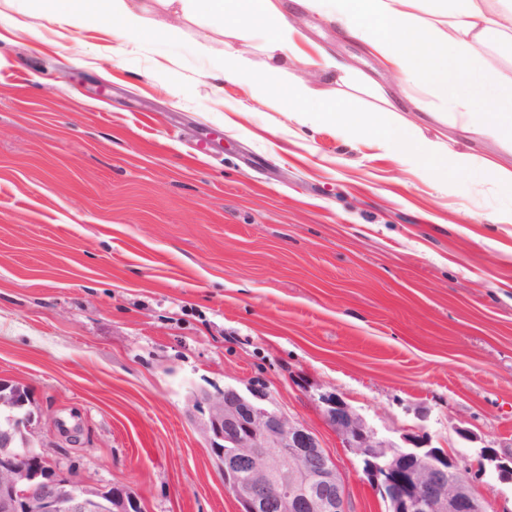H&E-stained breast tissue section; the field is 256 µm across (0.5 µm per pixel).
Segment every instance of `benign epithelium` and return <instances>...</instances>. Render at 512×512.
Segmentation results:
<instances>
[{
	"mask_svg": "<svg viewBox=\"0 0 512 512\" xmlns=\"http://www.w3.org/2000/svg\"><path fill=\"white\" fill-rule=\"evenodd\" d=\"M321 402L390 512H487L486 498L461 477L444 449L386 441L338 395L326 394ZM28 403V387L0 378V408L15 411L0 423V512L141 508L126 487L89 489L35 448L28 437ZM192 403L207 407L201 432L243 512H346L344 482L334 460L303 424L269 407L263 389L197 392Z\"/></svg>",
	"mask_w": 512,
	"mask_h": 512,
	"instance_id": "7a95c632",
	"label": "benign epithelium"
}]
</instances>
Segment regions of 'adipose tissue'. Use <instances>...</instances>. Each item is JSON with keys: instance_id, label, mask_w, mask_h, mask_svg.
I'll return each instance as SVG.
<instances>
[{"instance_id": "adipose-tissue-1", "label": "adipose tissue", "mask_w": 512, "mask_h": 512, "mask_svg": "<svg viewBox=\"0 0 512 512\" xmlns=\"http://www.w3.org/2000/svg\"><path fill=\"white\" fill-rule=\"evenodd\" d=\"M159 8L179 7L209 17L243 16L240 39H262L266 61L261 74H250L237 53L224 56V77L243 81L259 93L273 88L283 69L282 53L292 41V26L272 0H156ZM298 4L333 17L350 35L362 38L411 87H429L443 109L453 111L463 133L484 135L512 148V82L486 81L479 48L492 44L512 49V0L500 9L485 10L483 0H435L429 17H419L421 0H297ZM30 8L54 21L89 27L111 25L121 38L144 33L146 16L139 0H29ZM292 105L313 122L354 130L383 152L431 175L448 169L476 168L478 184H494L512 198V171L485 160L474 163L464 151H446L415 129L395 124L388 112H356L332 103L310 108L311 90L301 83L288 86Z\"/></svg>"}]
</instances>
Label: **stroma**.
I'll list each match as a JSON object with an SVG mask.
<instances>
[{
	"label": "stroma",
	"mask_w": 512,
	"mask_h": 512,
	"mask_svg": "<svg viewBox=\"0 0 512 512\" xmlns=\"http://www.w3.org/2000/svg\"><path fill=\"white\" fill-rule=\"evenodd\" d=\"M279 5L302 52L347 71L292 57L280 84L512 169L334 20ZM144 6L163 30L123 41L0 0V377L30 390L33 445L143 512H241L189 398L262 386L335 461L347 512H388L332 392L512 512L483 457L512 458V199L225 80V53L258 72L262 47Z\"/></svg>",
	"instance_id": "1"
}]
</instances>
